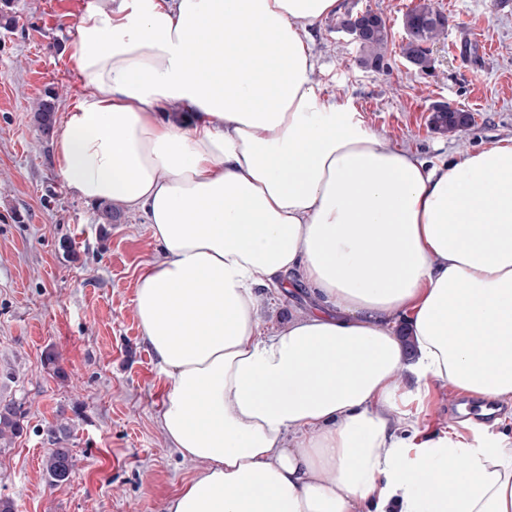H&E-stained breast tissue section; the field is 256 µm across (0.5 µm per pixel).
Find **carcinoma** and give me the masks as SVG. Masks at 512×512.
<instances>
[{"label":"carcinoma","mask_w":512,"mask_h":512,"mask_svg":"<svg viewBox=\"0 0 512 512\" xmlns=\"http://www.w3.org/2000/svg\"><path fill=\"white\" fill-rule=\"evenodd\" d=\"M404 38L400 46L403 58L412 63L419 72L427 73L431 68L429 45L444 35L448 28V18L435 9L428 0L409 10L402 19ZM390 41V28L383 16H378V22L371 33L361 38L358 45L361 49L360 65L366 68H384L385 58ZM57 95L47 93L37 103V121L45 134L51 130L54 112H56ZM471 116L466 112H454L450 108L438 109L431 107L429 116L430 126L443 133H457L470 125ZM22 413L14 403L0 406V441L9 440L21 433ZM69 428L58 424L48 430L49 441L53 448L45 458V470L50 483L58 484L64 481V474L75 467L71 450L62 445L68 437Z\"/></svg>","instance_id":"1"}]
</instances>
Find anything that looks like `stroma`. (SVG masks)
<instances>
[{
  "label": "stroma",
  "instance_id": "stroma-1",
  "mask_svg": "<svg viewBox=\"0 0 512 512\" xmlns=\"http://www.w3.org/2000/svg\"><path fill=\"white\" fill-rule=\"evenodd\" d=\"M56 9H49V2ZM419 0H344L370 9L391 31L389 73L358 63L356 43L328 17L311 34L324 98L351 102L392 146L430 163L512 138V0H433L448 18L430 46L428 73L400 56L403 15ZM15 27H0V404L20 405L23 430L0 448V498L16 512H161L192 476L157 420L167 385L135 314L143 263L158 252L143 215L121 211L106 224L98 207L73 197L53 160V137L37 128L35 105L59 106L86 92L63 53L75 33V0H9ZM445 102L472 117L456 135L429 125ZM59 356L64 378L42 364ZM455 396L433 388L418 418L429 431L457 425ZM66 418L76 459L70 480L50 484L47 431ZM462 436L471 428L457 425Z\"/></svg>",
  "mask_w": 512,
  "mask_h": 512
}]
</instances>
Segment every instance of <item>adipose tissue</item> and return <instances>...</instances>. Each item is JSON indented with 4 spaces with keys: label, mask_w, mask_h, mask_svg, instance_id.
<instances>
[{
    "label": "adipose tissue",
    "mask_w": 512,
    "mask_h": 512,
    "mask_svg": "<svg viewBox=\"0 0 512 512\" xmlns=\"http://www.w3.org/2000/svg\"><path fill=\"white\" fill-rule=\"evenodd\" d=\"M343 0H85L54 159L144 213L136 317L197 463L162 512H512V440L427 434L430 386L512 413V139L429 164L324 99ZM314 304L278 327L263 293Z\"/></svg>",
    "instance_id": "obj_1"
}]
</instances>
